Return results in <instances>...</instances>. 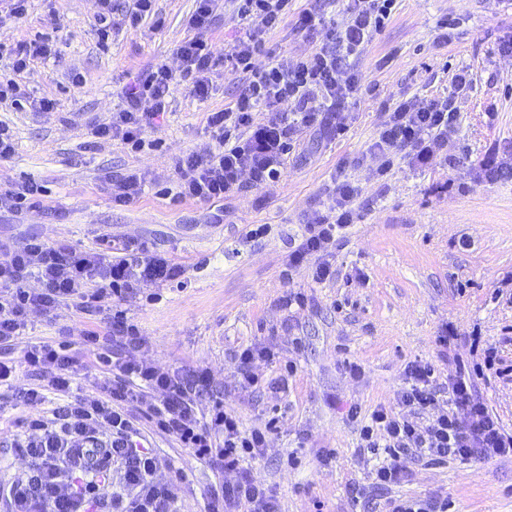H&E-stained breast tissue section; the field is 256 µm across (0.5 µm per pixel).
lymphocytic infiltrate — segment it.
<instances>
[{
  "label": "lymphocytic infiltrate",
  "instance_id": "lymphocytic-infiltrate-1",
  "mask_svg": "<svg viewBox=\"0 0 512 512\" xmlns=\"http://www.w3.org/2000/svg\"><path fill=\"white\" fill-rule=\"evenodd\" d=\"M394 2L345 0L343 20L330 23L315 51L261 66L257 58L265 49V37L287 16L290 0H195L188 21L192 35L176 49L180 73L160 65L136 75L120 91L121 107L92 133L140 147L145 135L164 122L177 76L191 78L192 96L204 99L214 70L221 67L241 77V89L233 104L207 118L212 148L177 162V196L212 206L238 194L244 183L266 185L281 176L300 130L344 133L341 108L359 98L364 87L354 60L382 30ZM222 3L237 13L241 29L219 52L209 33ZM382 107L386 119L371 150L383 157V170H390V158L399 155L427 162L456 132L454 96L391 98ZM357 197L354 183L338 184L327 212L305 226L290 265L335 248L357 216ZM181 274L171 259L132 241H116L106 254L50 247L35 238L16 249H0V347L14 345L30 310L48 313L72 301L94 317L108 300L113 306L112 334L125 350L122 358H115L110 344L87 332L83 341L96 362L111 371L112 382L99 393L78 396L71 393L69 375L75 359L64 349L36 344L20 360H0V383L9 381L20 363L41 377V384L24 393L29 408L41 406L49 390L67 398L51 416L30 419L27 435L15 439L27 467L21 477L0 486L11 512H89L94 506L100 512H174L171 483L156 478L162 459L135 441L134 407L140 403L158 431L214 469L233 471L244 458L261 454L269 427L243 428L223 399H214L208 420L198 417V386L208 381L207 371H198L190 382L139 356L143 339L137 325L125 318L122 302L144 285L171 283ZM30 279L40 283L39 291L25 289ZM495 361V350L485 349L483 367H459L444 383L432 363H408L393 403L377 406L360 431L361 447H380L386 453L371 473L375 486L400 481L413 461L481 460L512 452V434L474 393L475 380L493 369ZM151 393L157 402H146ZM441 400L446 409H438ZM461 409L467 422L458 418ZM243 502L251 505V512H279L273 492L245 476L235 485L212 490L207 512H231Z\"/></svg>",
  "mask_w": 512,
  "mask_h": 512
}]
</instances>
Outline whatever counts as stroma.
<instances>
[{"mask_svg": "<svg viewBox=\"0 0 512 512\" xmlns=\"http://www.w3.org/2000/svg\"><path fill=\"white\" fill-rule=\"evenodd\" d=\"M114 6L105 41L98 0H29L21 19L0 27V70L19 44L43 40L56 49L18 77L52 110L0 106L15 139L11 158L0 160V188L31 178L44 190L33 207L0 212V245L37 237L104 253L110 240H134L183 268L185 289L123 303L145 342L141 357L182 373L208 370L213 390L245 427L272 420L276 428L239 473L210 468L138 420L142 444L184 475L174 488L178 512H205L211 489L243 475L271 486L281 512H382L391 498L435 495L447 499L448 512H512L510 454L417 462L401 482L372 487L371 455L357 446L361 424L348 415L353 406L367 415L389 402L408 362H431L445 379L458 361L482 362V348L493 346L504 372H486L477 387L512 433V180L480 175L490 160L512 166V55L500 50L512 39V0H397L358 61L368 92L348 105L346 133L323 139L302 131L279 179L244 184L220 206L176 201L165 190L179 158L209 150L207 116L236 97L239 79L217 75L201 100L190 79L177 78L168 119L142 149L92 135L120 107L131 76L159 63L179 70L176 49L190 35L194 9L193 0H156L155 18L134 28L126 0ZM303 9L338 18L343 4L292 0L266 36L268 51L292 60L314 50L295 30ZM462 67L472 84L459 99L447 157L423 167L400 160L378 176L382 159L369 147L386 118L381 100L449 95ZM132 171L147 176L140 199L113 202L107 181ZM343 179L360 189L354 224L329 258L289 266L302 226L325 211ZM324 261L332 274L319 281L314 273ZM449 326L457 341L446 351L437 338ZM89 330L108 333L107 316L85 318L73 302L49 318L35 309L11 355L36 342L67 344L78 356L75 383L94 392L110 376L82 340ZM249 346L274 357L251 363L258 384L244 389L236 355ZM350 362L361 365V377L349 376ZM35 382L21 367L0 388V484L26 467L14 436L30 415L23 394Z\"/></svg>", "mask_w": 512, "mask_h": 512, "instance_id": "stroma-1", "label": "stroma"}]
</instances>
